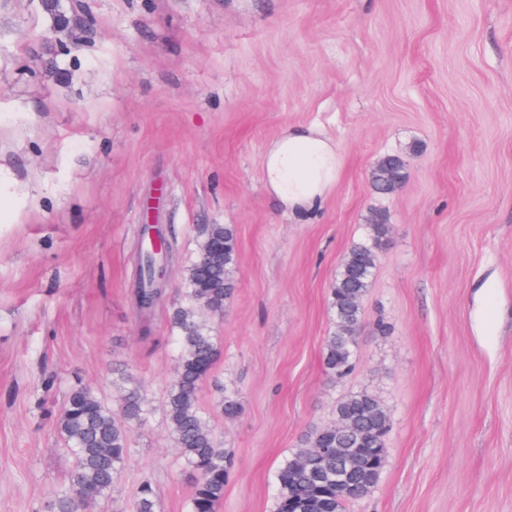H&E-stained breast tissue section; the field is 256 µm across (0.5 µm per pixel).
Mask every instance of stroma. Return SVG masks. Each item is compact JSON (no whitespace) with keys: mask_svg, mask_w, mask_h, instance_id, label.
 <instances>
[{"mask_svg":"<svg viewBox=\"0 0 512 512\" xmlns=\"http://www.w3.org/2000/svg\"><path fill=\"white\" fill-rule=\"evenodd\" d=\"M311 124L341 169L301 216L261 159ZM387 154L407 179L380 195L368 175ZM376 210L391 232L337 382L329 292ZM149 217L173 253L144 317L131 284ZM210 224L239 243L198 394L234 455L217 512H274L279 464L356 391L391 431L348 512H512V0H0V512H38L64 484L67 393L83 382L118 406L119 362L152 411L90 512H133L146 478L158 512H188L163 398L171 313ZM221 388L235 418L214 407Z\"/></svg>","mask_w":512,"mask_h":512,"instance_id":"stroma-1","label":"stroma"}]
</instances>
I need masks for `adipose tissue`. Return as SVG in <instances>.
Here are the masks:
<instances>
[{"label": "adipose tissue", "mask_w": 512, "mask_h": 512, "mask_svg": "<svg viewBox=\"0 0 512 512\" xmlns=\"http://www.w3.org/2000/svg\"><path fill=\"white\" fill-rule=\"evenodd\" d=\"M262 167L265 185L288 212L314 209L335 187L341 159L332 139L313 125H299L267 145Z\"/></svg>", "instance_id": "ef3b65f1"}]
</instances>
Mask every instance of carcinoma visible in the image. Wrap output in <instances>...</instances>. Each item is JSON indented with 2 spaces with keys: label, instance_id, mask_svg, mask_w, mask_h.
I'll use <instances>...</instances> for the list:
<instances>
[{
  "label": "carcinoma",
  "instance_id": "1",
  "mask_svg": "<svg viewBox=\"0 0 512 512\" xmlns=\"http://www.w3.org/2000/svg\"><path fill=\"white\" fill-rule=\"evenodd\" d=\"M406 177L407 166L397 156L383 157L369 173L372 189L381 193L386 192L391 180L397 178L403 183ZM368 229V242L353 246L344 256L330 291L335 330L326 340L324 365L328 374L338 380L354 371L362 301L374 276L378 250L389 234V225L380 215L371 219ZM159 240V252L140 254L136 264L133 303L144 316L151 314L162 295V289L157 287L156 263L171 251L166 236ZM237 255L234 228L207 225L196 259L188 269L185 304L172 315V325L179 332V352L174 379L167 390L164 417L193 478L189 512H216L233 466L231 452L216 444L198 393L220 355L217 339L210 334L202 313L224 314V306L234 291ZM112 386L121 394L117 412L90 386L77 384L68 392L57 431L74 457V465L67 482L44 502L42 512H80L82 505L93 504L112 493L114 480L132 453L131 432L149 414L141 386L127 370H112ZM214 407L227 417L239 410L237 400L224 389L219 391ZM336 414L347 420L346 428L336 432L325 427L306 434L299 448L280 465L275 512H345L349 503L364 497L360 485L377 483L387 454V411L373 395L361 391L339 401ZM314 448L326 449L325 457L313 460ZM339 464L352 470L355 481L336 483ZM158 496L159 490L152 481H141L135 495V512H157Z\"/></svg>",
  "mask_w": 512,
  "mask_h": 512
}]
</instances>
